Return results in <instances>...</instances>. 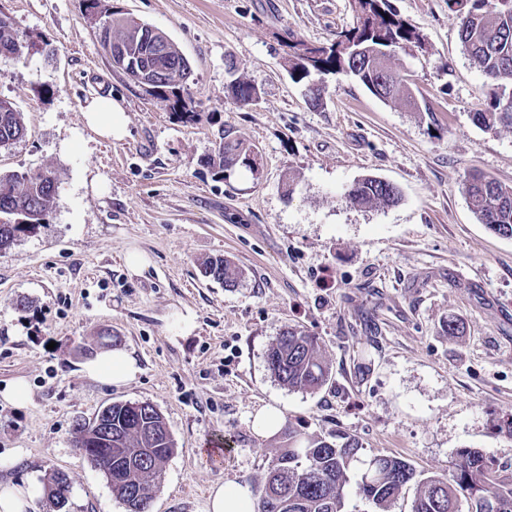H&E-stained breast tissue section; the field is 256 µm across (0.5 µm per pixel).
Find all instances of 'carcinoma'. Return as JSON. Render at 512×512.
I'll return each instance as SVG.
<instances>
[{
    "label": "carcinoma",
    "mask_w": 512,
    "mask_h": 512,
    "mask_svg": "<svg viewBox=\"0 0 512 512\" xmlns=\"http://www.w3.org/2000/svg\"><path fill=\"white\" fill-rule=\"evenodd\" d=\"M448 8L461 19L459 38L464 51L485 75L490 88L484 108L474 113L476 124L492 129L512 127V0H448ZM355 22L336 38L355 42L356 56L336 49V42L316 44L298 39L284 61L290 79L303 84L310 101L319 104L326 91L323 76L350 74L382 100L399 96L405 87L397 75L382 85V72L389 70L388 48L409 50L422 46V35L393 7L391 0H352ZM100 44L112 39L122 44L128 66L122 72L152 98L169 103L185 120L198 112L190 97L191 64L179 46L164 32L121 12L107 14ZM29 35L0 22V57L17 59L30 52ZM160 72L147 89L138 73ZM236 102L252 105L260 97L252 81L236 77L229 84ZM25 132L21 113L13 103L0 99V145L20 139ZM258 152L238 139L223 136L206 164L218 178L239 167L251 168ZM48 170L0 172V252L18 239L44 227L56 191L47 182ZM468 206L477 221L491 231L512 238V185L483 173L470 174L465 184ZM346 201L364 208L389 207L400 200L397 187L385 188L376 176H365L351 186ZM204 276L233 287L244 272L230 261L210 258L201 265ZM271 374L284 386L297 391H316L330 375L318 338L294 328L277 336L267 354ZM112 441L103 443L97 425L78 424L77 443L90 456L104 446L113 449L112 475L106 476L113 495L126 512H150L151 481L174 454L175 442L163 415L151 404L135 407L112 403L109 408ZM374 505V512H391L403 490L414 489L411 512H512V473L475 448L456 452L448 474L416 471L406 460L389 455H364L360 441L349 435L336 440L295 439L280 450L259 485L254 512H344L350 483Z\"/></svg>",
    "instance_id": "obj_1"
}]
</instances>
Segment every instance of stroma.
<instances>
[{"label": "stroma", "instance_id": "obj_1", "mask_svg": "<svg viewBox=\"0 0 512 512\" xmlns=\"http://www.w3.org/2000/svg\"><path fill=\"white\" fill-rule=\"evenodd\" d=\"M102 2L179 45L199 118L184 122L112 67L83 0H0L52 48L0 58V98L26 127L0 147V171L48 167L58 182L46 225L0 253V390L20 378L32 391L23 407L0 400V483L58 471L70 512H126L72 445L77 422L114 401L150 403L175 440L152 512H206L213 485L255 486L292 428L353 435L365 454L419 471L448 473L464 447L512 466V238L478 223L464 189L473 171L512 184V128L473 122L486 79L448 0H392L423 37L390 60L416 111L343 74L325 76V104L312 107L284 70L291 37L327 43L352 26L350 0ZM235 74L258 85L257 104L229 96ZM100 96L122 104L123 139L85 126L81 108ZM224 134L257 148L260 175L213 176L204 160ZM365 175L394 183L400 202L345 203ZM132 251L149 260L138 275ZM213 257L242 268L241 282L205 278ZM289 327L325 350L330 380L316 392L284 387L267 367ZM114 348L138 361L134 380L82 373ZM264 407L284 417L269 438L251 426ZM217 439L218 469L203 451Z\"/></svg>", "mask_w": 512, "mask_h": 512}]
</instances>
